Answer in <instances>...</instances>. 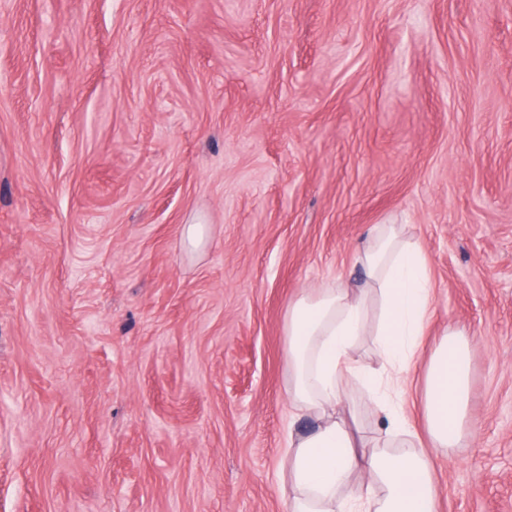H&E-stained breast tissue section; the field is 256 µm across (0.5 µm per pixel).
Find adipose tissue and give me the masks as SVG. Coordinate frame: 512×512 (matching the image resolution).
<instances>
[{"label":"adipose tissue","instance_id":"1","mask_svg":"<svg viewBox=\"0 0 512 512\" xmlns=\"http://www.w3.org/2000/svg\"><path fill=\"white\" fill-rule=\"evenodd\" d=\"M365 286L352 291L344 279L301 294L288 310L290 395L296 410L311 414L313 430L288 437L287 461L294 496L288 512H436L429 458L419 446L459 447L470 399L469 347L465 333L442 339L424 374L423 433L408 424L401 408L383 397L421 346L432 305L424 248L400 225L379 224L357 250ZM376 302V323L367 320ZM370 339L386 377L367 372L354 356ZM378 391L374 405L381 425L361 434L356 415L337 414L350 380ZM363 473L353 482L354 473Z\"/></svg>","mask_w":512,"mask_h":512}]
</instances>
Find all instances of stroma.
<instances>
[{"instance_id":"stroma-1","label":"stroma","mask_w":512,"mask_h":512,"mask_svg":"<svg viewBox=\"0 0 512 512\" xmlns=\"http://www.w3.org/2000/svg\"><path fill=\"white\" fill-rule=\"evenodd\" d=\"M377 224L470 340L438 512H512V0H0V512H285L288 308Z\"/></svg>"}]
</instances>
